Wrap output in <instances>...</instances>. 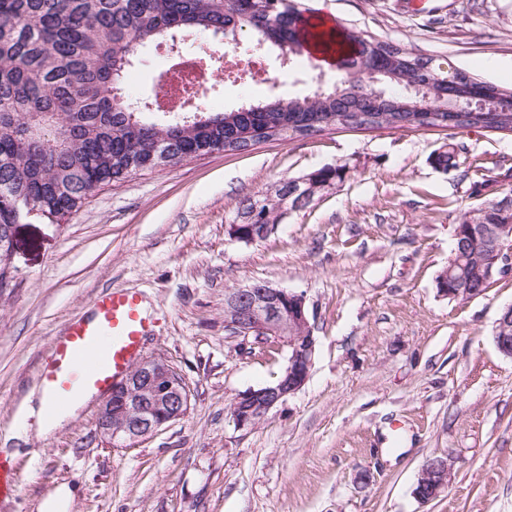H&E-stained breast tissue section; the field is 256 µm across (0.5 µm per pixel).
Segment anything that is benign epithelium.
Here are the masks:
<instances>
[{"mask_svg": "<svg viewBox=\"0 0 512 512\" xmlns=\"http://www.w3.org/2000/svg\"><path fill=\"white\" fill-rule=\"evenodd\" d=\"M364 79L377 99L384 97L378 85L385 82L387 71L381 67L364 69ZM288 185V198H305L319 189L304 177L280 181L262 194L272 199ZM228 235L239 242H262L276 229L274 224H228ZM495 241L494 258L488 278L512 269V220L489 226ZM512 321V305L497 321L495 343L500 353L512 358V337L507 323ZM224 330L241 339L248 353L272 344L288 349V356L277 380L238 395L231 416L241 429L254 426L271 408L298 392L306 383L314 363L316 339L303 294L264 282L231 288L224 299ZM190 403L189 391L181 377L167 361L148 358L138 363L123 381L105 396L99 411L98 430L112 440L136 443L181 419ZM451 460L433 456L422 465L414 487V496L423 503L437 499L451 479Z\"/></svg>", "mask_w": 512, "mask_h": 512, "instance_id": "1", "label": "benign epithelium"}]
</instances>
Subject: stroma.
<instances>
[{
    "instance_id": "obj_1",
    "label": "stroma",
    "mask_w": 512,
    "mask_h": 512,
    "mask_svg": "<svg viewBox=\"0 0 512 512\" xmlns=\"http://www.w3.org/2000/svg\"><path fill=\"white\" fill-rule=\"evenodd\" d=\"M362 35L512 85V0H302ZM500 70L488 71L484 59ZM165 49H147L125 89L145 97ZM272 88L225 83L213 108L333 88L304 60ZM455 147L458 165L435 167ZM339 187L278 222L256 244L231 239L236 204L324 166ZM512 192V133L444 128L327 129L241 153L214 151L104 186L69 223L16 228L13 279L0 293V454L17 468L0 512H512V359L494 331L512 305V272L481 295L441 296L454 226L468 208ZM304 294L316 338L306 384L253 427L236 397L274 381L279 346L242 354L224 331L227 289L252 282ZM105 288L139 292L165 358L190 394L186 415L152 437L115 446L91 399L51 433L30 400L42 393L52 336ZM445 456L447 489L413 488L427 458Z\"/></svg>"
}]
</instances>
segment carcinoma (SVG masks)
<instances>
[{"label": "carcinoma", "instance_id": "carcinoma-1", "mask_svg": "<svg viewBox=\"0 0 512 512\" xmlns=\"http://www.w3.org/2000/svg\"><path fill=\"white\" fill-rule=\"evenodd\" d=\"M306 8L297 0H0V228L18 224L30 214L67 222L103 186L140 171L154 169L156 151L173 162L222 150L233 140L244 149L247 140L288 141L336 127L401 128L411 123V94H389L372 101L362 85L361 67L374 64L369 43L344 25L329 40L349 48L354 70L337 76L346 91L303 97L250 101L223 112L187 106L166 119L152 115L160 87L150 99L128 95L114 82L119 63L137 62L142 49L165 45L173 50L188 33H224L288 46L294 60L309 54ZM391 86L412 82L429 87L430 107L449 92L448 72L421 54L411 65L394 68ZM496 112H482L461 102L455 127L512 132V86H498ZM346 166L316 169L308 176L317 184L337 186ZM279 202L260 206L251 215L239 201L240 224H263V215L278 219ZM486 222L497 218L496 206L477 205L459 223L471 224L474 213ZM455 240L448 261V287H483L484 267L492 259L491 238L464 236ZM12 262L0 231V290L9 287Z\"/></svg>", "mask_w": 512, "mask_h": 512}]
</instances>
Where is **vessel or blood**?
I'll return each mask as SVG.
<instances>
[{"label":"vessel or blood","instance_id":"obj_1","mask_svg":"<svg viewBox=\"0 0 512 512\" xmlns=\"http://www.w3.org/2000/svg\"><path fill=\"white\" fill-rule=\"evenodd\" d=\"M158 331V319L145 309L140 293H97L87 314L69 321L50 341L41 384L51 406L85 392L111 391L142 356L146 338Z\"/></svg>","mask_w":512,"mask_h":512}]
</instances>
